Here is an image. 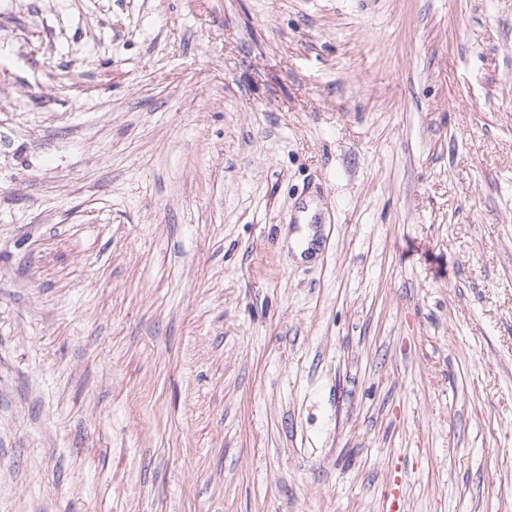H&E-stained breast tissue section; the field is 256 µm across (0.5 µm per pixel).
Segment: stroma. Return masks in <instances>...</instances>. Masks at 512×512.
I'll list each match as a JSON object with an SVG mask.
<instances>
[{
    "label": "stroma",
    "instance_id": "1",
    "mask_svg": "<svg viewBox=\"0 0 512 512\" xmlns=\"http://www.w3.org/2000/svg\"><path fill=\"white\" fill-rule=\"evenodd\" d=\"M395 487L512 512V0H0V512Z\"/></svg>",
    "mask_w": 512,
    "mask_h": 512
}]
</instances>
